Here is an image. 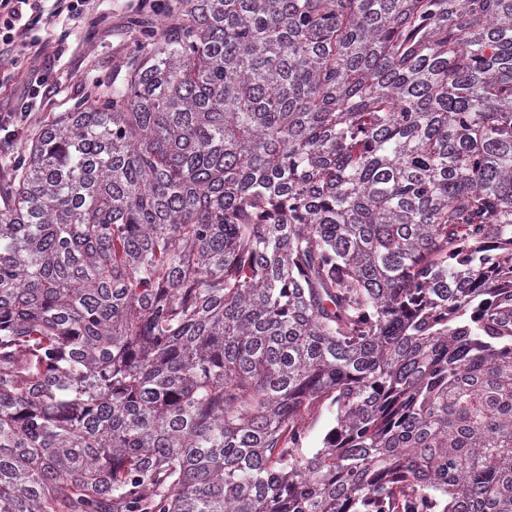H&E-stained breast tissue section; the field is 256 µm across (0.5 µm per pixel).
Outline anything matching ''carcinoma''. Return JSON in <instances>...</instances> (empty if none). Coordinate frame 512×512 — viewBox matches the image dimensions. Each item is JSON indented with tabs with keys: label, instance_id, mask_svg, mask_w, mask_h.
I'll return each instance as SVG.
<instances>
[{
	"label": "carcinoma",
	"instance_id": "carcinoma-1",
	"mask_svg": "<svg viewBox=\"0 0 512 512\" xmlns=\"http://www.w3.org/2000/svg\"><path fill=\"white\" fill-rule=\"evenodd\" d=\"M158 16L0 184V512H512V0ZM334 426V415L323 406L306 423V437L303 447L309 450H315L322 447V441L326 433Z\"/></svg>",
	"mask_w": 512,
	"mask_h": 512
}]
</instances>
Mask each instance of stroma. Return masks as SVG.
<instances>
[{"mask_svg": "<svg viewBox=\"0 0 512 512\" xmlns=\"http://www.w3.org/2000/svg\"><path fill=\"white\" fill-rule=\"evenodd\" d=\"M98 14L112 27L109 37H89L85 27L58 21L64 47L53 60L54 75L61 87L59 95L43 100L41 109L30 122L38 129L41 122L68 111L76 100L90 94L96 82L121 76L124 63L140 39L139 22L155 20L151 9L140 0H99Z\"/></svg>", "mask_w": 512, "mask_h": 512, "instance_id": "35a3bbf8", "label": "stroma"}]
</instances>
